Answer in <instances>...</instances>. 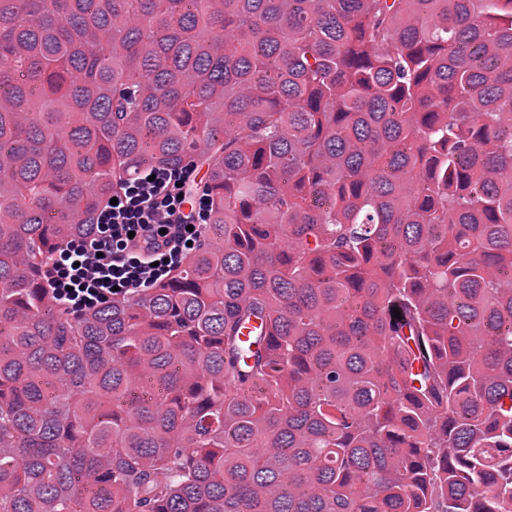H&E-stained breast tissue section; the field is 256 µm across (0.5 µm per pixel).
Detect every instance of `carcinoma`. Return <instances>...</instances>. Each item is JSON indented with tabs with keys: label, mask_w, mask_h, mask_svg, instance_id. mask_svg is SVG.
I'll return each instance as SVG.
<instances>
[{
	"label": "carcinoma",
	"mask_w": 512,
	"mask_h": 512,
	"mask_svg": "<svg viewBox=\"0 0 512 512\" xmlns=\"http://www.w3.org/2000/svg\"><path fill=\"white\" fill-rule=\"evenodd\" d=\"M189 158L195 252L53 297ZM0 512H512V0H0ZM194 172L149 167L112 195L95 216L94 228L86 237L67 244L45 265L43 275L56 298L72 309L106 303L112 296L136 294L153 288L174 267L188 257L202 235L204 219L200 203L198 215L185 213L186 186L205 169ZM154 175L153 181L148 177ZM179 183V186H176ZM193 225V231L187 230ZM166 229V234H160ZM135 236L129 238L128 232ZM192 241V246L187 242ZM102 252L103 257H97ZM80 266L74 267V263ZM158 262V266L152 263ZM118 286V291L113 287ZM66 287H73L72 291Z\"/></svg>",
	"instance_id": "obj_1"
}]
</instances>
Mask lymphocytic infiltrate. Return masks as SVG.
I'll return each instance as SVG.
<instances>
[{
    "instance_id": "lymphocytic-infiltrate-1",
    "label": "lymphocytic infiltrate",
    "mask_w": 512,
    "mask_h": 512,
    "mask_svg": "<svg viewBox=\"0 0 512 512\" xmlns=\"http://www.w3.org/2000/svg\"><path fill=\"white\" fill-rule=\"evenodd\" d=\"M192 174L153 166L130 178L117 204L96 214L92 232L45 265L56 298L75 310L103 304L117 292H145L181 265L203 230L202 216L185 209Z\"/></svg>"
}]
</instances>
